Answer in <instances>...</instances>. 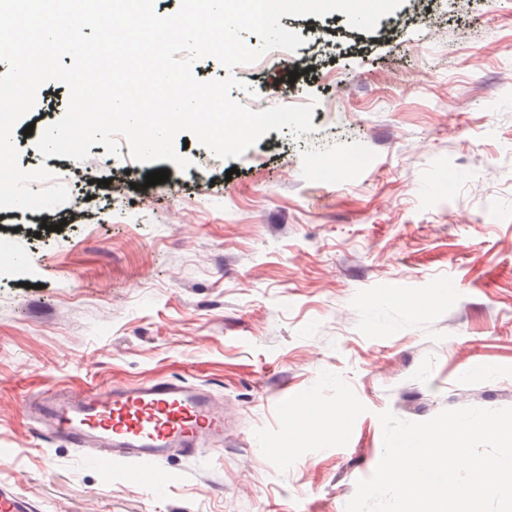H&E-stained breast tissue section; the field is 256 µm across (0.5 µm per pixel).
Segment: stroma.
Segmentation results:
<instances>
[{"instance_id": "1", "label": "stroma", "mask_w": 512, "mask_h": 512, "mask_svg": "<svg viewBox=\"0 0 512 512\" xmlns=\"http://www.w3.org/2000/svg\"><path fill=\"white\" fill-rule=\"evenodd\" d=\"M366 32L343 12L282 16L305 43L226 69L237 103L307 104L314 132L269 131L236 159L176 138L190 160L134 188L117 154L20 165L95 200L0 209V485L38 512H345L383 451L378 415L512 407V0H423ZM311 70H287L315 40ZM366 147L372 163L351 158ZM181 378L233 425L224 449L152 466L140 483L40 433L47 390ZM344 405L328 435L272 446L307 403Z\"/></svg>"}]
</instances>
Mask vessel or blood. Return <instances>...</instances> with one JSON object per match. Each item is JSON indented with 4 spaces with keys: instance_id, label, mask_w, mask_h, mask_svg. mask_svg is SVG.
Instances as JSON below:
<instances>
[{
    "instance_id": "vessel-or-blood-1",
    "label": "vessel or blood",
    "mask_w": 512,
    "mask_h": 512,
    "mask_svg": "<svg viewBox=\"0 0 512 512\" xmlns=\"http://www.w3.org/2000/svg\"><path fill=\"white\" fill-rule=\"evenodd\" d=\"M44 430L89 448L103 472L140 466L173 457L194 459L207 446L223 443L227 418L207 390L178 378L139 385L90 387L78 393L46 391L35 399ZM0 512H35L11 487L0 486Z\"/></svg>"
}]
</instances>
